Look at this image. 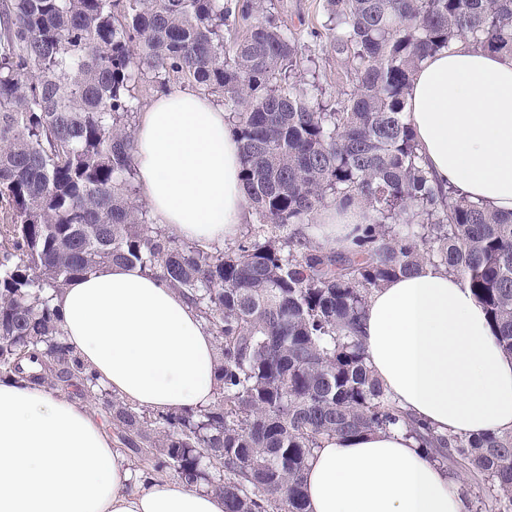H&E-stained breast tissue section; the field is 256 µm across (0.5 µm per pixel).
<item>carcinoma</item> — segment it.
Here are the masks:
<instances>
[{
    "label": "carcinoma",
    "instance_id": "1",
    "mask_svg": "<svg viewBox=\"0 0 512 512\" xmlns=\"http://www.w3.org/2000/svg\"><path fill=\"white\" fill-rule=\"evenodd\" d=\"M325 5L351 59L334 100L302 80L271 2L262 21L242 11L230 42L224 0H0V377L93 396L147 473L220 494L225 512H307L324 440L397 428L470 478L473 512H512V434L411 419L359 336L371 291L430 263L470 288L512 354V213L436 187L405 116L423 57L458 38L512 53V0ZM148 75L224 103L257 216L237 241L201 248L136 203L133 100ZM354 200L368 222L348 248L295 229ZM112 263L163 279L204 319L221 353L210 407L126 403L66 343L53 297Z\"/></svg>",
    "mask_w": 512,
    "mask_h": 512
}]
</instances>
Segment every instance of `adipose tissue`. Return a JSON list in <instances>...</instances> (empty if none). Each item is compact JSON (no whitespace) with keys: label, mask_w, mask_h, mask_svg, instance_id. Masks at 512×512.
<instances>
[{"label":"adipose tissue","mask_w":512,"mask_h":512,"mask_svg":"<svg viewBox=\"0 0 512 512\" xmlns=\"http://www.w3.org/2000/svg\"><path fill=\"white\" fill-rule=\"evenodd\" d=\"M406 112L434 183L512 212V54L457 40L424 57ZM133 157L143 198L174 236L220 246L246 223L239 143L213 97L190 86L157 96L139 115ZM362 213L338 205L318 221L343 249ZM53 305L68 345L113 393L164 413L212 404L215 340L160 278L115 263L71 282ZM361 336L372 370L420 422L445 434L512 432V355L444 268L374 290ZM133 476L84 400L0 381V512H224L214 493ZM305 487L307 512H470L458 478L401 429L326 440Z\"/></svg>","instance_id":"1"}]
</instances>
